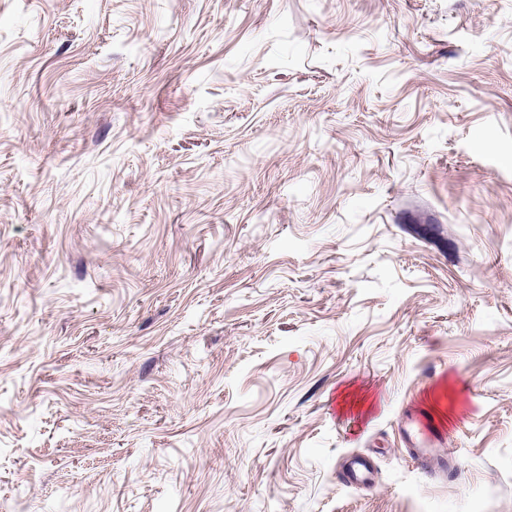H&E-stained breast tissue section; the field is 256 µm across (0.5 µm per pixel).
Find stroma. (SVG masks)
Returning a JSON list of instances; mask_svg holds the SVG:
<instances>
[{
    "label": "stroma",
    "mask_w": 512,
    "mask_h": 512,
    "mask_svg": "<svg viewBox=\"0 0 512 512\" xmlns=\"http://www.w3.org/2000/svg\"><path fill=\"white\" fill-rule=\"evenodd\" d=\"M0 512H512V0H0ZM427 416L418 413L407 415L403 429L404 438L410 447L411 457L421 462L424 468L445 471L448 461L430 455V445L441 443L436 432L426 422Z\"/></svg>",
    "instance_id": "obj_1"
}]
</instances>
